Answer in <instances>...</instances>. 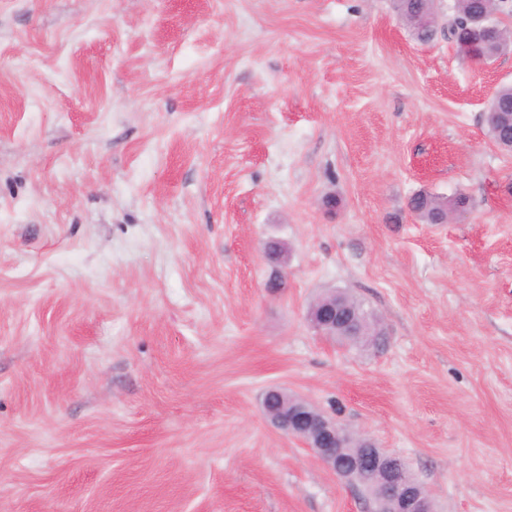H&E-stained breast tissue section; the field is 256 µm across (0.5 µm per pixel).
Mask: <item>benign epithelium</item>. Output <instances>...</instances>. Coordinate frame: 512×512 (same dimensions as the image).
<instances>
[{"mask_svg":"<svg viewBox=\"0 0 512 512\" xmlns=\"http://www.w3.org/2000/svg\"><path fill=\"white\" fill-rule=\"evenodd\" d=\"M311 327L322 336H356L365 325L356 307L347 299L326 304H313L308 311ZM263 413L271 427L303 441L321 460L325 468L354 485L362 467L372 463L382 476L381 494L374 499L373 512H433L428 491L420 483L402 476L405 463L396 454L376 445L369 437L356 435L315 406L302 401L272 410L263 404ZM352 440L363 452L344 457L339 449Z\"/></svg>","mask_w":512,"mask_h":512,"instance_id":"7a95c632","label":"benign epithelium"}]
</instances>
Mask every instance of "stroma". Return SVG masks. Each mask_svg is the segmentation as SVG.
Wrapping results in <instances>:
<instances>
[{
    "label": "stroma",
    "instance_id": "1",
    "mask_svg": "<svg viewBox=\"0 0 512 512\" xmlns=\"http://www.w3.org/2000/svg\"><path fill=\"white\" fill-rule=\"evenodd\" d=\"M435 12L422 44L392 0H0V512H368L273 386L436 512H512V52ZM332 289L381 346L311 329ZM512 102V85H502L498 88L496 95L487 106L486 122L488 134L491 139L503 149L507 148L502 144L512 142V112L502 110V104L505 102ZM408 207L426 224H440L445 213H461L469 209V198L459 194L452 198L442 199L427 192L414 193ZM262 406L271 427L303 441L337 477L359 486L362 467L371 462L376 473L382 476L381 494L373 500V512H433L425 487L402 476L406 468L403 460L379 448L371 438L340 427L334 419L305 401L288 406L280 403L276 410H271L266 401ZM352 440L358 441L359 448H344L345 443ZM339 448L346 455L364 450L356 457L347 458L340 454ZM367 454L371 457L366 458Z\"/></svg>",
    "mask_w": 512,
    "mask_h": 512
}]
</instances>
